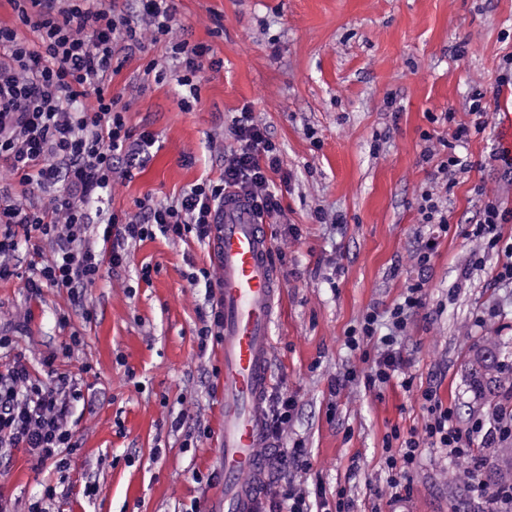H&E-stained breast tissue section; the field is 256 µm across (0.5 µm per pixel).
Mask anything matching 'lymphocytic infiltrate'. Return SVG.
<instances>
[{
    "mask_svg": "<svg viewBox=\"0 0 512 512\" xmlns=\"http://www.w3.org/2000/svg\"><path fill=\"white\" fill-rule=\"evenodd\" d=\"M19 27L0 25V166L7 167L18 185L16 194L0 198V280L16 276L8 262L18 251L30 257L25 288L30 297L57 288L74 299L102 279L104 272L126 265L140 242L156 236L200 242L210 240L224 204L226 191L243 198L259 220L281 213L275 176L283 170L279 143L259 122L251 105H243L233 121L235 144L224 155V171L215 180L192 186L169 203L144 200L132 217L109 209L116 175L131 176L143 166L156 144L154 132H133L126 109L110 91L111 76L121 55L144 53L164 44L178 69L168 72L150 60L147 73L155 82L175 79L181 89L180 106L191 110L197 100V82L203 70L221 67L210 45L179 35L173 0H138L139 15H131L119 0H9ZM29 35H21V28ZM485 94L475 90L468 119L445 113L451 140L444 159L434 160V178L450 177L462 169L457 144L485 132ZM48 194L43 207L29 203L32 195ZM422 223L431 225L432 237L413 255L417 265L431 262L439 234L448 231V211L433 191L420 195ZM507 215L497 203L485 202L470 235L482 241L471 263L485 264L491 253L504 255L495 281L512 282V242L502 243L497 232ZM210 272L200 269L188 276L190 286L206 288L205 306L199 312L200 351L217 343L222 318ZM426 283L408 285L401 302L386 311H367L347 335L351 349L361 351L364 369L345 370L329 385L339 396L351 384L382 393L391 383L405 391H418L424 416L420 427L401 433L392 427L384 438L386 482L377 492L394 512L411 500L413 474L423 449L448 452L447 475L478 481L490 449L512 440V408L498 405L490 414L461 421L457 408L445 405L434 386L416 389L408 355L400 342L408 323L423 306ZM390 331L379 335L380 320ZM26 317H18L0 330V449H25L33 470L58 473L69 469L80 444L71 422L72 410L82 396L84 377L92 370L62 369L83 344L72 317L57 315L68 341L31 364L15 354L16 339L25 330ZM300 410L296 396L275 391L269 396L267 449L271 475L262 484L265 494L258 512H357L345 487L327 491L322 481L308 482L313 468L308 448L290 430Z\"/></svg>",
    "mask_w": 512,
    "mask_h": 512,
    "instance_id": "obj_1",
    "label": "lymphocytic infiltrate"
}]
</instances>
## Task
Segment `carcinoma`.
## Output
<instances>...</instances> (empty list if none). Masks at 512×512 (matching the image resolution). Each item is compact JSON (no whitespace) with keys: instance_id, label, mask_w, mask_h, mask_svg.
Segmentation results:
<instances>
[{"instance_id":"obj_1","label":"carcinoma","mask_w":512,"mask_h":512,"mask_svg":"<svg viewBox=\"0 0 512 512\" xmlns=\"http://www.w3.org/2000/svg\"><path fill=\"white\" fill-rule=\"evenodd\" d=\"M470 388L478 398L509 390L512 394V342L491 340L473 359Z\"/></svg>"}]
</instances>
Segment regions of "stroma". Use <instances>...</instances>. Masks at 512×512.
<instances>
[{"label": "stroma", "instance_id": "1", "mask_svg": "<svg viewBox=\"0 0 512 512\" xmlns=\"http://www.w3.org/2000/svg\"><path fill=\"white\" fill-rule=\"evenodd\" d=\"M185 38L212 46L222 67L205 70L193 111H182L175 80L156 83L145 67L165 59L164 47L124 59L111 82L128 103L127 124L149 130L159 149L140 172L116 176L110 207L135 215L144 198L173 201L194 184L220 177L219 146H233L232 120L243 104L280 144L290 182L282 213L269 219L273 248L286 263L278 274L282 304L272 327L271 384L296 395L301 411L293 431L311 454L313 475L327 489L349 488L359 512H371L370 488L382 485V445L392 425L422 422L418 396L399 385L382 397L350 386L331 398L330 380L362 366L346 335L372 307H391L417 277L426 304L411 319L404 347L419 384L437 386L461 418L489 412L469 388V360L491 336L512 337V284L492 283L498 256L470 265L468 236L484 201L512 211V184L501 177L499 125L512 113V87L500 84L512 54V0H174ZM464 55H456L457 45ZM487 91L488 127L460 153L468 167L451 190L449 226L429 267L410 260L424 239L418 202L432 182L425 150L441 149L444 112L464 114L473 88ZM323 210L325 223L314 218ZM297 225L299 240L283 234ZM29 258L11 259L19 275L0 281V319L30 311L18 351L30 361L67 338L54 322L68 311L84 344L65 363H88L82 402L73 409L81 444L64 476L66 493L50 512H190L218 503L219 442L224 391L213 373L219 350L200 353L196 338L204 291L190 287L192 268L219 279L208 249L196 241L156 238L141 243L129 263L88 288L82 306L44 289L28 299L23 276ZM91 320H83V311ZM336 417H329L330 401ZM202 423L210 437L184 447L172 415ZM165 455L153 460L152 450ZM357 476H350L351 463ZM445 454L429 448L414 474L408 512H482L467 481L444 482ZM212 475L196 483L193 472ZM45 474L32 470L24 450L0 465V496H36ZM94 482V500L83 494Z\"/></svg>", "mask_w": 512, "mask_h": 512}]
</instances>
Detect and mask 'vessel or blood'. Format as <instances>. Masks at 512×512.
<instances>
[{
  "mask_svg": "<svg viewBox=\"0 0 512 512\" xmlns=\"http://www.w3.org/2000/svg\"><path fill=\"white\" fill-rule=\"evenodd\" d=\"M211 249L220 269L218 298L224 316L219 450L224 496L209 512H254L255 479L264 467L261 405L270 387L271 327L281 288L269 258L268 225L259 223L233 195L224 197Z\"/></svg>",
  "mask_w": 512,
  "mask_h": 512,
  "instance_id": "b4317fda",
  "label": "vessel or blood"
}]
</instances>
